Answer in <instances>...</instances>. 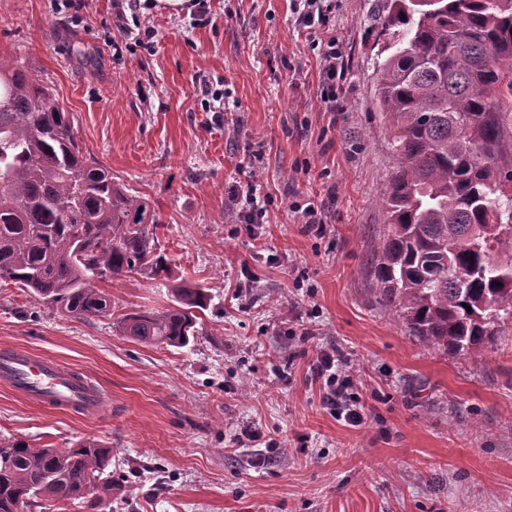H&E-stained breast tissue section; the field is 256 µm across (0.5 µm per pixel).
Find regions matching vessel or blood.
<instances>
[{"label":"vessel or blood","mask_w":512,"mask_h":512,"mask_svg":"<svg viewBox=\"0 0 512 512\" xmlns=\"http://www.w3.org/2000/svg\"><path fill=\"white\" fill-rule=\"evenodd\" d=\"M0 383L28 402L68 414H96L108 395L82 373L43 355L13 350L0 353Z\"/></svg>","instance_id":"vessel-or-blood-1"}]
</instances>
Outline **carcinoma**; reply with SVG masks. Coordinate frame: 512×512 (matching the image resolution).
<instances>
[{"mask_svg":"<svg viewBox=\"0 0 512 512\" xmlns=\"http://www.w3.org/2000/svg\"><path fill=\"white\" fill-rule=\"evenodd\" d=\"M385 57L374 100L396 170L382 199L388 232L374 277L410 335L456 356L479 352L512 316V232L452 252L512 215V0H383ZM159 218L112 171L79 147L72 113L20 59L0 56V280L75 318L112 310L100 283L148 271L169 277L151 244ZM176 307L132 312L116 327L133 340L184 347L195 336L203 289L173 285ZM471 310H466L465 306ZM493 306L500 320H488ZM111 449L0 442V512L45 501L112 498Z\"/></svg>","mask_w":512,"mask_h":512,"instance_id":"carcinoma-1","label":"carcinoma"}]
</instances>
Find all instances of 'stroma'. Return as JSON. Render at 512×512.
<instances>
[{
  "label": "stroma",
  "mask_w": 512,
  "mask_h": 512,
  "mask_svg": "<svg viewBox=\"0 0 512 512\" xmlns=\"http://www.w3.org/2000/svg\"><path fill=\"white\" fill-rule=\"evenodd\" d=\"M325 2L332 104L326 45L294 0H0V56L35 70L84 153L150 200L171 270L104 282L111 316L81 320L0 287V348L111 398L76 417L0 384V439L111 449L99 512H512V329L454 356L387 313L372 273L394 172L373 97L382 0ZM249 186L266 210L253 228L232 199ZM182 281L209 297L187 346L116 332V316L173 308ZM330 350L358 371L359 427L323 401ZM248 430L270 445L241 446ZM327 49L322 58V71L326 79L330 82L336 81V76L340 75L342 67L340 65V52L336 48V39L330 37L327 44Z\"/></svg>",
  "instance_id": "35a3bbf8"
}]
</instances>
